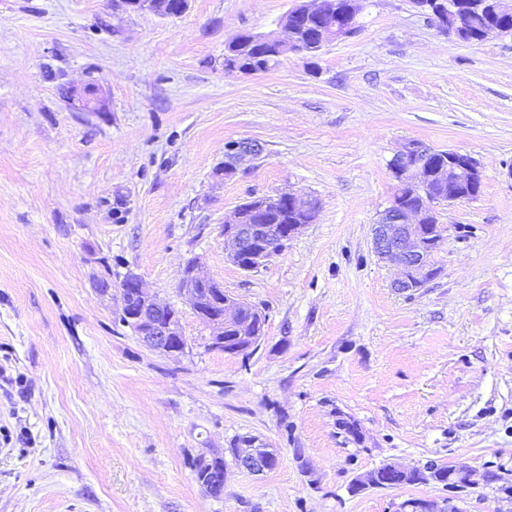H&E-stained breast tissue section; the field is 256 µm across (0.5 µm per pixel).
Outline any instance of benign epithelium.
<instances>
[{"mask_svg":"<svg viewBox=\"0 0 512 512\" xmlns=\"http://www.w3.org/2000/svg\"><path fill=\"white\" fill-rule=\"evenodd\" d=\"M328 0H303V3L287 11L277 22L279 32L251 36L254 41L265 42L276 49V56L289 53L308 55L319 51L326 43L348 37L356 29V18L363 9L361 0H351L345 11L336 10L335 30L318 29L317 43L310 45L302 37V24L319 20L326 13ZM128 8L147 11L159 16H172L187 9L188 0L176 4L172 0H123ZM418 8L433 16L439 27L450 35L473 23L482 6L480 0H413ZM261 153L259 145L241 140L227 147L224 154V169L238 172L241 166L253 161ZM435 150L417 141L408 143L389 162L390 171L402 188H409L417 195L432 198V202L462 201L467 197H478L483 181L477 162L468 154L450 150L442 158L430 160ZM276 198H284L294 215L314 219L316 203L303 201L299 195L289 191H278ZM256 213L245 205L237 207L230 217L224 219V246L227 256L244 272H255L278 252L303 228L301 224H290L281 228L277 224H258L252 219ZM431 213L421 205H405L393 200L372 226V246L378 259L398 270L392 288L408 292L421 288L437 277L432 266V254L440 246L445 228L441 224H430ZM180 292L188 296L192 309L210 330L209 347L226 350L231 355H247L260 344L263 329L252 330L248 324H240L243 301L224 299V287L218 281L200 274L194 259L186 262L179 283ZM121 318L148 348L168 357L183 354L188 340L183 334L180 312L167 303L147 293L137 274L129 271L124 276V288L120 289ZM236 328L242 344L224 348V330ZM224 456L222 452L201 454L198 460L209 465V472L202 478L201 488L214 498L224 497V472L212 467L215 460ZM279 463V457L270 446L256 436L244 438L236 449L234 464L249 473L259 475L271 470ZM403 468L383 464L356 480L361 488L395 486L393 474ZM395 512H459L449 501L439 503L420 499L398 504Z\"/></svg>","mask_w":512,"mask_h":512,"instance_id":"1","label":"benign epithelium"}]
</instances>
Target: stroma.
I'll return each mask as SVG.
<instances>
[{
    "label": "stroma",
    "mask_w": 512,
    "mask_h": 512,
    "mask_svg": "<svg viewBox=\"0 0 512 512\" xmlns=\"http://www.w3.org/2000/svg\"><path fill=\"white\" fill-rule=\"evenodd\" d=\"M296 0H0V512H393L411 498L512 512V34L469 44L412 0H369L317 57L227 73L224 44ZM95 88V107L85 88ZM262 156L220 179L227 143ZM470 154L483 188L437 205L442 272L398 293L371 245L406 143ZM290 190L314 221L258 271L225 216ZM266 315L246 356L209 350L183 263ZM136 273L181 312L183 355L119 324L99 281ZM256 436L224 497L189 465ZM464 465L472 487L353 490L380 465ZM178 6L172 0H123L128 8L136 11H147L159 16H174L183 13L188 6V0H180ZM234 464L239 469L259 475L278 465L279 457L270 446L256 436H245L236 449Z\"/></svg>",
    "instance_id": "obj_1"
}]
</instances>
